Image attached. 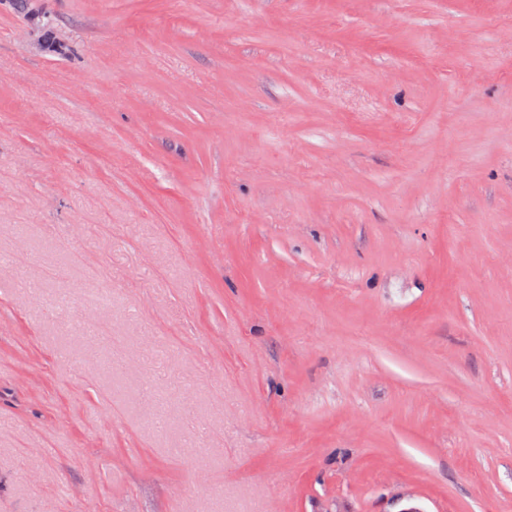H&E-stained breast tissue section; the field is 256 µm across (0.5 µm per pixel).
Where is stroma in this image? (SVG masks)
Wrapping results in <instances>:
<instances>
[{"label":"stroma","mask_w":512,"mask_h":512,"mask_svg":"<svg viewBox=\"0 0 512 512\" xmlns=\"http://www.w3.org/2000/svg\"><path fill=\"white\" fill-rule=\"evenodd\" d=\"M512 512V0H0V512Z\"/></svg>","instance_id":"stroma-1"}]
</instances>
